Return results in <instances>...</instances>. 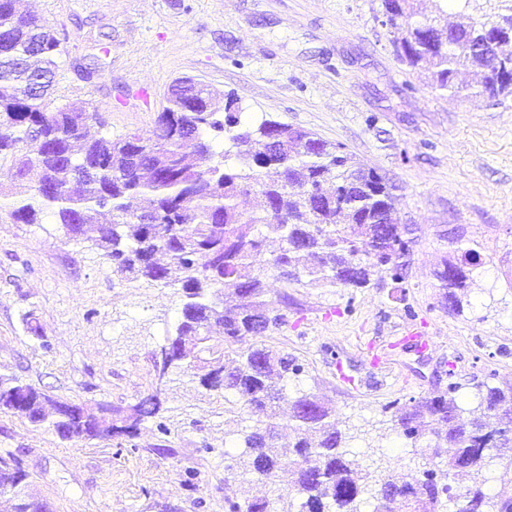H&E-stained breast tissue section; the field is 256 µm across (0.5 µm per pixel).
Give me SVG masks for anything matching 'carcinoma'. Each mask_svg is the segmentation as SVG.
Instances as JSON below:
<instances>
[{
  "label": "carcinoma",
  "mask_w": 512,
  "mask_h": 512,
  "mask_svg": "<svg viewBox=\"0 0 512 512\" xmlns=\"http://www.w3.org/2000/svg\"><path fill=\"white\" fill-rule=\"evenodd\" d=\"M382 24L400 31L395 50L412 68L431 71L436 89L453 96H483L495 83V67L482 56H468L479 39L512 43L503 22L460 16L442 37L440 16L414 7L415 0H383ZM55 32L36 16L22 14L16 0H0V163L14 169V182L0 202L16 223L39 224L50 213L66 231L91 243L119 275L150 286L179 287L184 302L175 334L167 338L171 368L162 383L194 364L191 336L222 328L202 349L212 358L200 377L208 391H230L265 412L263 426L244 437V466L266 479L286 478L288 492L301 499L300 512H357L358 498L369 493L375 475L370 464L347 457L342 432L317 398L293 400L290 420L294 442L278 444L276 408L283 388L273 378L301 372L286 353L261 341L284 322L272 314L264 285L266 269L290 281L307 278L351 288H366L379 273L403 277L399 258L386 256L390 241L402 236L397 208L383 177L356 162L340 144L274 120L250 125L237 99L221 97L189 77L174 80L166 106L155 118L154 138L136 133L122 138H90L86 128L98 119L89 106L49 107L63 51ZM477 66L474 87L456 83L460 69ZM231 149H214L218 136ZM196 149L195 161L183 152ZM256 195L254 211L244 214L237 200ZM278 236L280 252L268 257L266 235ZM480 253L468 248L446 259L436 272L448 304L457 307ZM235 285L239 304L215 301L224 286ZM248 344L243 350L234 346ZM433 392L398 409L396 428L425 447L454 449L453 482L464 485L459 497L466 512H512V494L486 495L476 476L493 466L492 435L501 413H512V387L485 386L479 392L480 416L451 393ZM28 420L43 423L61 438L133 437L160 414L163 399L148 394L127 407L100 405L97 412L68 403L18 379L0 381ZM27 474L13 455H0V497L10 512H47V504L26 492ZM433 481L386 479L374 496L378 512H434L440 493ZM229 512H273L266 499L231 502Z\"/></svg>",
  "instance_id": "obj_1"
}]
</instances>
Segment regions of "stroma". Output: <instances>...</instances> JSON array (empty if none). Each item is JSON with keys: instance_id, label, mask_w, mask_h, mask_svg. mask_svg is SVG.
<instances>
[{"instance_id": "obj_1", "label": "stroma", "mask_w": 512, "mask_h": 512, "mask_svg": "<svg viewBox=\"0 0 512 512\" xmlns=\"http://www.w3.org/2000/svg\"><path fill=\"white\" fill-rule=\"evenodd\" d=\"M448 21L512 16V0H423ZM63 39L52 105L86 102L91 136L151 137L168 85L188 76L269 119L344 145L384 177L409 242L403 278L366 288L265 272L286 325L267 345L303 367L287 393L332 408L352 454L394 480L418 479L411 441L392 432L410 398L446 391L466 409L480 386H512V94L460 101L399 62L382 0H18ZM476 249L484 272L451 308L435 273ZM181 297L115 274L53 217L0 214V378L17 377L89 409L152 390L154 354ZM39 333H31L30 325ZM186 369L161 414L134 437L61 439L0 410V455L28 473L52 512H225L263 497L298 512L283 480L242 479L234 443L264 420Z\"/></svg>"}]
</instances>
